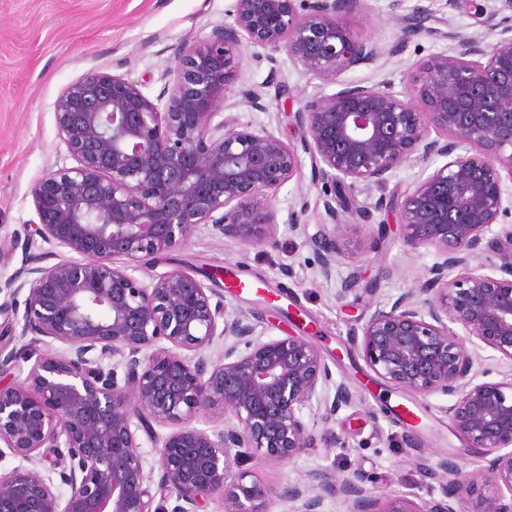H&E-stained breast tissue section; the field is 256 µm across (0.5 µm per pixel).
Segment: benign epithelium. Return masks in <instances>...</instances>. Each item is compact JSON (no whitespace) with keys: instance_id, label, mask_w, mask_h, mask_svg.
I'll use <instances>...</instances> for the list:
<instances>
[{"instance_id":"benign-epithelium-1","label":"benign epithelium","mask_w":512,"mask_h":512,"mask_svg":"<svg viewBox=\"0 0 512 512\" xmlns=\"http://www.w3.org/2000/svg\"><path fill=\"white\" fill-rule=\"evenodd\" d=\"M364 2L235 0L233 22L185 44L156 98L98 70L60 95L56 126L75 165L39 178L31 196L40 238L80 259L7 282L15 294L28 289L24 332L45 349L5 359L30 368L26 383L0 386V457L7 449L28 465L0 472V512H201L217 497L224 512H323L327 498L345 512H512V377L474 372L466 347L475 339L512 360V227L486 240L508 214L504 180L512 182V25L485 44L427 26L430 10L417 8L389 53L424 34L453 46L420 62L419 78L394 92L340 80L380 56L349 37L346 19ZM248 47L284 51L338 86L293 113L313 178L329 188L330 223L312 239L323 275L341 253L346 217L376 226L380 238L391 226L374 223L375 214L396 213L407 246L438 251L428 276L376 306L352 342L372 383L454 398L448 418L466 447L488 457L491 493L470 501L472 486L448 459L431 472L448 485L445 499L422 506L371 495L361 473L314 472L278 489L231 470V456L284 461L314 447L303 410L314 406L330 422L354 400L347 383H332L311 341L260 340L256 325L212 302L213 289L191 270L147 284L133 275L145 258L185 245L199 224L246 246H277L267 201L298 172V150L222 113L236 80L232 50ZM433 157L446 163L400 195L336 208L342 191H382L404 163ZM487 248L499 262H483ZM116 257L123 264L109 263ZM219 340L224 353L214 362L207 351ZM111 358L123 366L121 382L103 366ZM201 414L218 415L223 427H195ZM168 425L176 429L159 435ZM140 431L159 448L156 471L145 470ZM49 456L65 497L43 472Z\"/></svg>"}]
</instances>
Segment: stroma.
I'll list each match as a JSON object with an SVG mask.
<instances>
[{
	"mask_svg": "<svg viewBox=\"0 0 512 512\" xmlns=\"http://www.w3.org/2000/svg\"><path fill=\"white\" fill-rule=\"evenodd\" d=\"M482 2L367 0L349 17L350 34L376 43L383 54L374 64L344 73V80L399 92L416 75L420 61L449 49L450 41L423 35L399 55L389 56L399 21L420 6L430 9L431 26L478 33L494 41L486 16L479 11ZM233 9L234 0H0V329L11 330L7 351L32 341L22 333V319L14 315L23 309L25 296L11 294L8 281L27 268L49 266L70 255L68 249L45 243L35 233L30 195L43 174L73 164L56 126L59 95L87 71L101 70L125 75L139 82L148 96H157L179 49L231 22ZM236 84L261 90L265 104L261 111L239 104V121L268 128L295 145L301 142V132L291 112L331 90L285 52L260 47L244 52ZM270 205L276 215L277 247H248L201 224L185 246L146 258L136 273L143 282L178 266L212 275L214 297L228 312L249 316L267 339L307 333L334 379L355 389L356 400L332 423H323L318 412H306L310 427L321 436L315 447L284 462L258 454L245 462V469L272 487L302 482L314 471L360 472L372 494L404 496L419 504L443 499L445 491L443 482L422 476L420 464L433 467L448 457L465 475L483 480L487 462L452 430L449 397L369 385L365 363L351 341L375 304L394 301L423 280L439 259L437 251L411 250L397 215L382 212L379 220L391 226L388 237L375 244L369 228L343 223L342 253L330 276H323L310 240L327 216L306 153L300 156L297 174ZM356 269L375 279L374 292L342 293L343 281ZM232 273L245 282V289L228 287ZM397 406L418 415V427L398 422L391 413ZM329 433L337 436V443L326 442ZM408 434L414 436L415 447L404 444Z\"/></svg>",
	"mask_w": 512,
	"mask_h": 512,
	"instance_id": "stroma-1",
	"label": "stroma"
}]
</instances>
